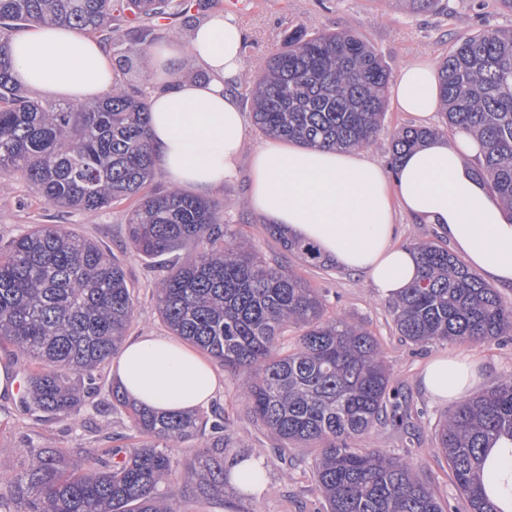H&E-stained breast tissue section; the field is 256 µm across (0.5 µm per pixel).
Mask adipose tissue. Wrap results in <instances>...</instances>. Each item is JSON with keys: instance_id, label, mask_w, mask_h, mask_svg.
Returning a JSON list of instances; mask_svg holds the SVG:
<instances>
[{"instance_id": "adipose-tissue-1", "label": "adipose tissue", "mask_w": 512, "mask_h": 512, "mask_svg": "<svg viewBox=\"0 0 512 512\" xmlns=\"http://www.w3.org/2000/svg\"><path fill=\"white\" fill-rule=\"evenodd\" d=\"M16 79L53 99L92 102L110 92L119 74L111 50L78 30L38 24L9 45ZM153 81L147 102L150 141L168 179L208 196L236 174L245 150V116L231 88L245 68L237 21L214 12L193 24L187 39L171 38L147 53ZM202 70L183 79L186 63ZM391 96L399 111L430 121L441 106L439 69L428 57L399 68ZM483 146L459 130L432 137L406 153L396 175L363 151L295 147L270 140L251 155L249 198L256 214L292 229L363 275L383 299L399 297L420 276L416 254L392 243L394 212L436 225L467 263L500 288H512V214L478 175ZM111 375L130 399L158 412L209 405L222 381L203 355L168 336L126 340ZM483 382L467 355L439 356L421 374L438 402L461 399Z\"/></svg>"}]
</instances>
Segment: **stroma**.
<instances>
[{
  "instance_id": "35a3bbf8",
  "label": "stroma",
  "mask_w": 512,
  "mask_h": 512,
  "mask_svg": "<svg viewBox=\"0 0 512 512\" xmlns=\"http://www.w3.org/2000/svg\"><path fill=\"white\" fill-rule=\"evenodd\" d=\"M182 14L152 20L151 28L162 38L185 37L192 23L212 12L234 16L245 32L246 69L235 93L243 110H250L247 90L252 86L255 67L272 53L281 50L289 33L303 29L308 33L349 32L364 40L391 71H398L409 58L428 56L442 61L456 38L485 28H512V13L503 11L498 0H442L438 11H415L403 0H249L245 9L227 7V0H184ZM114 27L121 39L114 52L126 55L120 75L126 87L146 90L151 70L145 55L131 47L136 26L131 16L115 13ZM419 118L387 105L382 126L368 148L369 159L388 164L391 143L398 131L420 126ZM265 136L255 128L246 131L247 152L237 163V176L225 182L215 200L225 205L223 222L229 229L250 240L268 263L292 266L296 274L323 296L328 314L341 313L365 323L377 337L390 368L411 412L413 430L404 434L392 424L375 425L357 439L360 448H378L394 455L412 454L441 497L449 499L454 512H469L467 501L459 495L446 459L434 453V428L451 406L433 401L423 390L420 375L426 363L436 356H471L480 365L485 380L512 376V340L441 342L426 347L410 343L394 328L391 302L379 298L367 280L332 265H310L283 252L269 236L267 224L253 210L248 197L251 150L264 144ZM133 201L112 205L98 214L69 212L47 204L19 177L0 175V238L19 236L37 224H64L91 239L112 255L123 267L134 298V317L128 336L153 333L168 335L156 308L154 284L177 265L178 255L155 259L137 255L128 240V218ZM223 388L212 400V407L224 410L230 419L231 443L224 450L225 460L253 454L260 458L266 476V490L252 499L239 501L234 495L223 504H205L188 499L182 512H321L323 504L314 490L311 471L301 452L278 453L266 428L256 422L238 400L237 383L229 372H222ZM108 391L96 395L76 419L38 421L20 407L19 396H0V469L19 471L28 460L23 447L65 448L81 439L85 450L116 445L132 430L127 417L111 410Z\"/></svg>"
}]
</instances>
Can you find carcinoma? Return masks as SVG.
Instances as JSON below:
<instances>
[{"mask_svg":"<svg viewBox=\"0 0 512 512\" xmlns=\"http://www.w3.org/2000/svg\"><path fill=\"white\" fill-rule=\"evenodd\" d=\"M137 18L171 9V0H0V174H23L53 206L103 212L139 197L128 224L138 255L196 249L155 284L161 319L238 379V397L279 448L313 450L310 469L326 512H451L410 458L357 448L377 423H404L380 343L345 315L329 316L322 295L283 264L271 265L222 224L224 205L155 177L146 96L112 86L95 102L56 104L28 96L12 76L9 40L41 22L117 42L112 11ZM389 70L358 36L296 30L263 63L250 94L262 134L301 145L369 146L386 112ZM445 125L477 136L479 173L512 212V31L487 29L457 39L439 69ZM433 131L396 136L390 168ZM290 255L325 259L273 224ZM420 278L393 302L399 335L417 346L512 335V306L448 248L415 241ZM134 316L123 267L97 243L58 224H39L0 248V343L35 362L20 404L39 418H76L98 391L103 367L119 351ZM299 331L284 345L288 329ZM138 438L132 448L80 455L28 448L24 470L0 473V512H181L183 500H223L228 418L159 413L112 388ZM203 451L170 481L172 450L204 430ZM512 440V376L491 381L434 430L470 512H503L486 494L488 449Z\"/></svg>","mask_w":512,"mask_h":512,"instance_id":"1","label":"carcinoma"}]
</instances>
